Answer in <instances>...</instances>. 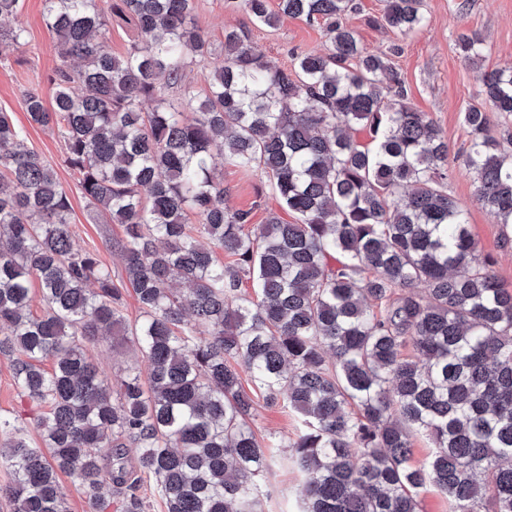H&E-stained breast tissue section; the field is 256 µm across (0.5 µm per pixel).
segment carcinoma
<instances>
[{"mask_svg":"<svg viewBox=\"0 0 512 512\" xmlns=\"http://www.w3.org/2000/svg\"><path fill=\"white\" fill-rule=\"evenodd\" d=\"M224 4L257 27L316 23L327 51L294 52L288 69L231 29L219 52L195 0H44L61 52L51 106L36 88L25 95L29 121L57 128L93 213L123 227L113 247L141 316L126 323L111 272L73 243L54 168L0 112V354L43 409L40 448L0 414L11 473L0 496L14 512H67L66 474L105 512L109 448L112 483L132 491L123 512H141L145 476L166 512H260L259 395L302 418L286 447L303 512H419L429 489L450 512H512V289L447 191L455 165L471 171L512 246V131L497 138L490 121L512 114V64L478 72L467 146L452 155L407 101L398 48L368 53L343 23L354 0ZM117 19L134 29L123 55L108 45ZM425 22L422 0H385L373 20L403 35ZM24 37L20 25L0 35V60ZM458 49L476 65L484 39L463 35ZM216 155L259 172L280 211L253 224L228 208ZM107 336L138 351L147 375L107 381L85 350ZM420 436L431 450L416 461Z\"/></svg>","mask_w":512,"mask_h":512,"instance_id":"cac0c4a2","label":"carcinoma"}]
</instances>
